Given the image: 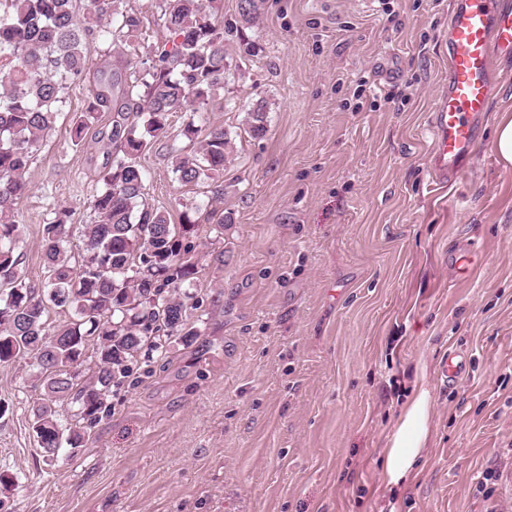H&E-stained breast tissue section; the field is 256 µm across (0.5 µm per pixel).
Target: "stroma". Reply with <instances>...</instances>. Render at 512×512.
<instances>
[{
    "instance_id": "obj_1",
    "label": "stroma",
    "mask_w": 512,
    "mask_h": 512,
    "mask_svg": "<svg viewBox=\"0 0 512 512\" xmlns=\"http://www.w3.org/2000/svg\"><path fill=\"white\" fill-rule=\"evenodd\" d=\"M451 0H263L225 36L224 88L206 110L235 143L224 172L232 222L200 220L194 290L205 323L190 342L113 386L88 444L47 461L31 428L37 393L0 365V469L13 512H512V167L494 146L512 114V55L496 60L474 159L439 185L430 119L448 79ZM154 58L169 38L160 0H126ZM65 107L16 210L22 268L44 279L41 231L55 208L90 223L112 160V115L86 142ZM264 102L267 132L247 114ZM152 204L179 218L203 190L180 186L171 144L142 155ZM476 257L459 276L448 253ZM470 370L439 379L449 350ZM430 401V434L408 481L384 451L404 407Z\"/></svg>"
}]
</instances>
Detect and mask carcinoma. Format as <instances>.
Masks as SVG:
<instances>
[{"mask_svg": "<svg viewBox=\"0 0 512 512\" xmlns=\"http://www.w3.org/2000/svg\"><path fill=\"white\" fill-rule=\"evenodd\" d=\"M169 32L158 59L128 83L132 60L119 50L112 64L90 73L89 36L117 43L137 32L141 20L123 0H93L79 18L75 0H0V364L23 362L39 397L32 430L49 457L85 447L88 428L109 410L112 384L131 372L142 349L162 354L172 337L198 335L185 301L193 299L199 253L192 245L197 219L222 228L231 223L219 204L224 169L234 146L221 125L192 112L179 135L197 148L172 156L179 183H207L210 195L190 204L181 224L147 202L140 156L170 137V117L204 106L224 88V22L212 19L218 0H162ZM93 75L91 97L74 117L71 139L100 112H113L112 161L90 197L94 219L82 225L73 248L70 212L57 208L42 228L45 279L36 286L22 270L17 205L31 190L28 174L44 138L55 125L64 83ZM266 131L263 102L249 113V133ZM67 316L48 323L50 311ZM95 371L85 380L86 350Z\"/></svg>", "mask_w": 512, "mask_h": 512, "instance_id": "carcinoma-1", "label": "carcinoma"}]
</instances>
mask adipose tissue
<instances>
[{"label":"adipose tissue","instance_id":"obj_1","mask_svg":"<svg viewBox=\"0 0 512 512\" xmlns=\"http://www.w3.org/2000/svg\"><path fill=\"white\" fill-rule=\"evenodd\" d=\"M428 422V395L422 391L404 409L389 439L384 463V477L388 483L396 485L410 476L426 445Z\"/></svg>","mask_w":512,"mask_h":512}]
</instances>
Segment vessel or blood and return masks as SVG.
I'll return each mask as SVG.
<instances>
[{
    "label": "vessel or blood",
    "mask_w": 512,
    "mask_h": 512,
    "mask_svg": "<svg viewBox=\"0 0 512 512\" xmlns=\"http://www.w3.org/2000/svg\"><path fill=\"white\" fill-rule=\"evenodd\" d=\"M512 52V0H452L448 21V82L431 115L437 182H455L467 169L477 143V128L489 110L496 51ZM467 372V359L450 352L439 369L454 383Z\"/></svg>",
    "instance_id": "b4317fda"
}]
</instances>
